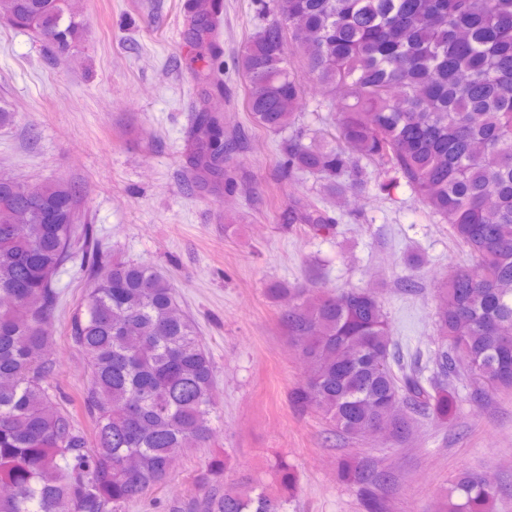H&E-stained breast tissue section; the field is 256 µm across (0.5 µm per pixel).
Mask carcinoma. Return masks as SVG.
<instances>
[{"mask_svg": "<svg viewBox=\"0 0 512 512\" xmlns=\"http://www.w3.org/2000/svg\"><path fill=\"white\" fill-rule=\"evenodd\" d=\"M262 9L272 19L245 43L239 68L256 125L288 131L283 176L315 174L325 193L342 195L363 191L370 167L392 172L477 263L438 289L446 348L426 379L394 371L400 350L373 292L269 289L290 295L282 320L307 365L294 406L348 437L400 440L414 412L453 418L456 393L437 378L456 375L460 352L483 394L512 389V0H262ZM185 10L187 40L208 59L199 77L222 95L223 0H189ZM0 13L59 55L85 33L69 0H0ZM307 77L335 100L327 134L297 125ZM241 145L202 109L188 133L190 167L218 187ZM77 218L76 188L0 176V297L28 285L0 307V487L14 490L0 512H115L164 481L179 451L211 438L213 361L170 279L99 254L88 259L95 286L72 329L89 371L93 438L55 405L46 381L56 362L45 349ZM288 220L316 235L336 230L327 211L300 199ZM220 472L215 461L200 475L207 493L195 512H287L297 486L285 460L273 487L245 477L229 488ZM339 476L358 487L366 512H387L374 464L345 459ZM496 495L462 473L443 512H492Z\"/></svg>", "mask_w": 512, "mask_h": 512, "instance_id": "cac0c4a2", "label": "carcinoma"}]
</instances>
